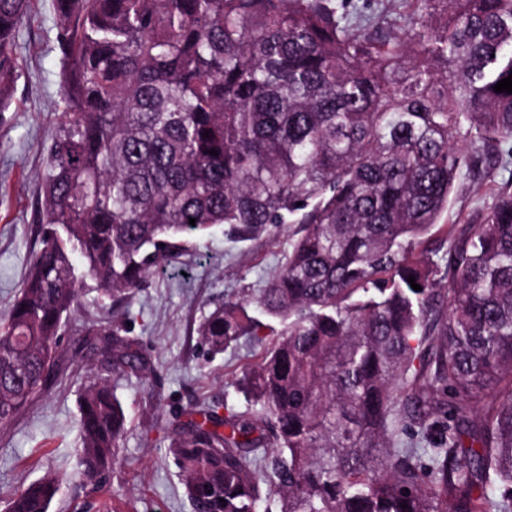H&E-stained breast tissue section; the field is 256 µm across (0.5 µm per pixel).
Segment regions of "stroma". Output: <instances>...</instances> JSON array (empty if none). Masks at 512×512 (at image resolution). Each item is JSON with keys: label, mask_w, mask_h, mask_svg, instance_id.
<instances>
[{"label": "stroma", "mask_w": 512, "mask_h": 512, "mask_svg": "<svg viewBox=\"0 0 512 512\" xmlns=\"http://www.w3.org/2000/svg\"><path fill=\"white\" fill-rule=\"evenodd\" d=\"M55 0H31V12L17 37L20 67L7 112L0 114V316L16 299L24 274L41 247L38 205L41 176L52 129L63 110L61 64L55 49ZM512 181V160L493 181L460 180L444 224L475 222L497 185ZM287 231L247 243L226 239L216 228L182 264L146 278L129 299L127 321L156 370L147 382L111 377L97 345L84 334L89 323L112 320L96 292L83 295L62 335L60 349L71 377L56 383L0 438V512L20 484L53 474L63 493L51 512H194L184 494L180 469L168 437L185 429L200 411L247 402L232 383L263 350L244 338L211 355L195 328L202 315L224 299L257 295L288 250ZM109 377L128 418L119 455L104 486L76 477L77 420L85 385Z\"/></svg>", "instance_id": "1"}]
</instances>
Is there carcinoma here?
Wrapping results in <instances>:
<instances>
[{"label": "carcinoma", "instance_id": "obj_1", "mask_svg": "<svg viewBox=\"0 0 512 512\" xmlns=\"http://www.w3.org/2000/svg\"><path fill=\"white\" fill-rule=\"evenodd\" d=\"M410 2L402 25L352 0H55L64 111L42 247L0 318V431L45 391L85 284L120 304L216 226L238 243L286 226L265 288L197 328L214 355L276 340L233 382L246 411L169 437L194 512H257L268 487L278 512H512V183L478 223L441 225L461 177L512 157L494 91L512 0ZM29 9L0 0V112ZM124 332L111 371L141 378ZM126 424L90 381L84 482L107 481ZM60 489L17 488L7 512H50Z\"/></svg>", "mask_w": 512, "mask_h": 512}]
</instances>
